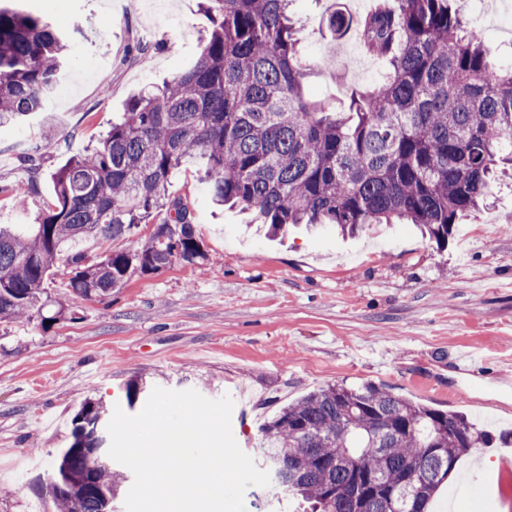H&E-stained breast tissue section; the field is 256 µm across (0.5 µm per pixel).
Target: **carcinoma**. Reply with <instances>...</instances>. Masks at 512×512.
<instances>
[{"instance_id": "1", "label": "carcinoma", "mask_w": 512, "mask_h": 512, "mask_svg": "<svg viewBox=\"0 0 512 512\" xmlns=\"http://www.w3.org/2000/svg\"><path fill=\"white\" fill-rule=\"evenodd\" d=\"M293 0H205L211 27L195 61L160 88L130 98L96 145L50 175L53 200L23 230L0 225V322L41 315L46 284L63 259L69 293L106 300L130 277L203 256L197 225L168 187L195 169L218 206L238 207L275 235L289 224L355 233L369 224L423 226L443 246L460 216L489 205L512 178V67L491 60L484 35L448 0H383L330 30L356 28L387 63L383 80L352 93L345 111L305 92ZM61 35L40 17L0 8V125L42 110L65 66ZM28 173L13 197L39 191L42 147L19 156ZM154 225L135 250L91 258L84 240H116ZM167 224L180 235L164 234ZM107 409L85 400L72 442L46 489L62 512H113L125 476L93 436ZM275 483L310 512L420 509L471 448L492 442L461 415L383 387L332 384L282 407L261 429ZM378 483L357 496L359 477Z\"/></svg>"}]
</instances>
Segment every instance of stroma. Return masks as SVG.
Masks as SVG:
<instances>
[{
	"mask_svg": "<svg viewBox=\"0 0 512 512\" xmlns=\"http://www.w3.org/2000/svg\"><path fill=\"white\" fill-rule=\"evenodd\" d=\"M70 35L63 93L42 112L0 127V185H23L18 155L40 144L39 195H0V224H30L51 197L50 171L84 152L128 98L187 67L210 23L201 0H24ZM371 0H294L308 95L346 108L352 89L385 66L353 34L336 38L327 14L363 16ZM485 30L494 61L512 63V0H450ZM152 33L143 63L128 47ZM67 146H59L61 138ZM188 201L203 258L134 275L111 299L70 295L66 271L41 319L0 323V512H55L42 489L72 441L82 401L141 411L149 391L231 396L233 435L261 463L259 428L281 407L328 384L372 383L414 402L461 413L492 437L512 431V184L456 224L447 249L411 224H376L354 238L293 231L269 239L238 211L213 207L195 173L171 179ZM475 364L461 368L457 352ZM144 392L128 403L126 387ZM499 446L461 456L430 512H512V471Z\"/></svg>",
	"mask_w": 512,
	"mask_h": 512,
	"instance_id": "35a3bbf8",
	"label": "stroma"
}]
</instances>
